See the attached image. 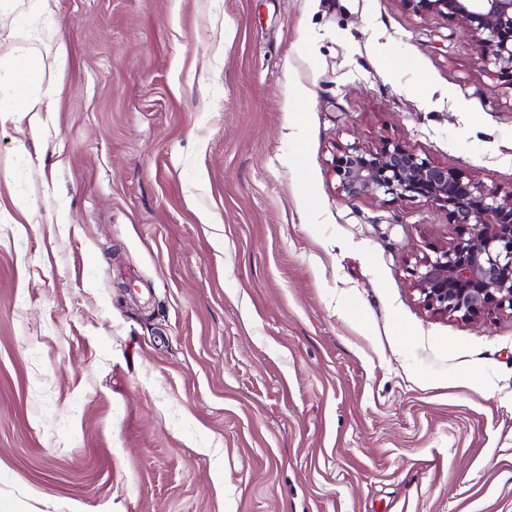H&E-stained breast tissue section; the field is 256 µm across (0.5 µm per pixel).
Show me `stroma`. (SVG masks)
Masks as SVG:
<instances>
[{
    "mask_svg": "<svg viewBox=\"0 0 512 512\" xmlns=\"http://www.w3.org/2000/svg\"><path fill=\"white\" fill-rule=\"evenodd\" d=\"M0 506L512 512V313L427 312L423 200L347 201L339 146L512 185V85L414 0H9ZM55 103L44 101L38 97H30L27 93L15 92L10 99L9 105L3 106L0 103V117L2 112H53Z\"/></svg>",
    "mask_w": 512,
    "mask_h": 512,
    "instance_id": "35a3bbf8",
    "label": "stroma"
}]
</instances>
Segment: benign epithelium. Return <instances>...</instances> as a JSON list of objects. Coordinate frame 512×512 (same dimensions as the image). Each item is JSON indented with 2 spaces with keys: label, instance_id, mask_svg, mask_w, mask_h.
I'll list each match as a JSON object with an SVG mask.
<instances>
[{
  "label": "benign epithelium",
  "instance_id": "benign-epithelium-1",
  "mask_svg": "<svg viewBox=\"0 0 512 512\" xmlns=\"http://www.w3.org/2000/svg\"><path fill=\"white\" fill-rule=\"evenodd\" d=\"M426 12L461 21L487 67L512 79V0H415ZM348 199H423L448 211L468 237L416 259L411 268L419 302L433 315L476 318L491 308L512 311V186L488 189L479 180L384 142L340 147L331 163Z\"/></svg>",
  "mask_w": 512,
  "mask_h": 512
}]
</instances>
